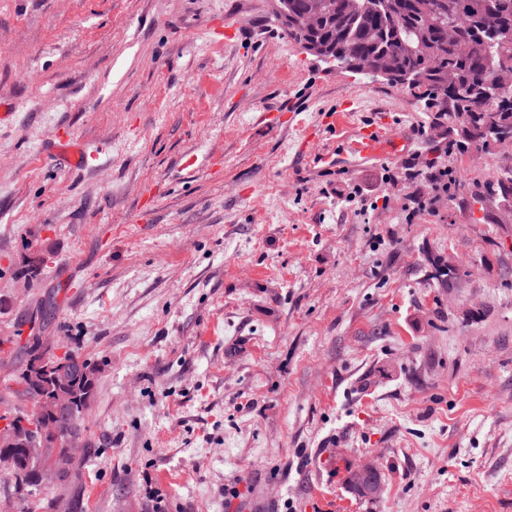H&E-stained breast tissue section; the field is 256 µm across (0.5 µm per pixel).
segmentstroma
<instances>
[{
	"mask_svg": "<svg viewBox=\"0 0 512 512\" xmlns=\"http://www.w3.org/2000/svg\"><path fill=\"white\" fill-rule=\"evenodd\" d=\"M0 104V380L35 336L100 371L45 500L512 512V224L466 206L512 151L445 154L269 0H0ZM432 158L465 180L406 218ZM365 462L379 498L348 484Z\"/></svg>",
	"mask_w": 512,
	"mask_h": 512,
	"instance_id": "1",
	"label": "stroma"
}]
</instances>
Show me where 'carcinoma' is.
Returning a JSON list of instances; mask_svg holds the SVG:
<instances>
[{"mask_svg":"<svg viewBox=\"0 0 512 512\" xmlns=\"http://www.w3.org/2000/svg\"><path fill=\"white\" fill-rule=\"evenodd\" d=\"M322 10L310 28H284L295 43L313 42L322 54L348 72L364 57L387 64L384 76H370L410 91L426 114L433 141L464 154L489 151L495 134L512 133V88L499 91L490 84L492 71L512 64V0H322ZM457 40L448 42V28ZM482 220L512 224V168L472 191ZM78 356L46 354L34 344L26 365L5 378L13 393L30 402L29 412L0 416L6 426L24 432L11 447L0 446V464L7 467L13 489L22 499L41 491L37 471L69 451L70 418L84 420L95 398L98 371L87 361L62 374L55 369L33 374L34 364L56 365ZM71 394L68 414L52 417L56 393ZM54 418L56 430L41 435L43 421Z\"/></svg>","mask_w":512,"mask_h":512,"instance_id":"1","label":"carcinoma"}]
</instances>
